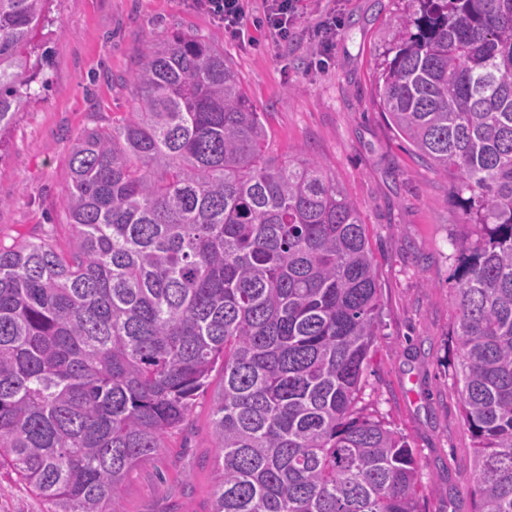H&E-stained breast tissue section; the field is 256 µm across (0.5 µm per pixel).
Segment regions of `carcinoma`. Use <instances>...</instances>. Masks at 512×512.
Instances as JSON below:
<instances>
[{
    "mask_svg": "<svg viewBox=\"0 0 512 512\" xmlns=\"http://www.w3.org/2000/svg\"><path fill=\"white\" fill-rule=\"evenodd\" d=\"M52 0H0V143L37 96ZM377 82L460 204L454 336L471 512H512V0H409ZM136 105L73 143L68 250L0 245V470L48 512H115L211 404L210 512H418L408 440L356 403L377 336L365 224L280 158L224 51L151 42Z\"/></svg>",
    "mask_w": 512,
    "mask_h": 512,
    "instance_id": "obj_1",
    "label": "carcinoma"
}]
</instances>
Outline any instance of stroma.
<instances>
[{
  "mask_svg": "<svg viewBox=\"0 0 512 512\" xmlns=\"http://www.w3.org/2000/svg\"><path fill=\"white\" fill-rule=\"evenodd\" d=\"M341 20L324 69L312 65L318 0H300L286 43L248 11L241 45L185 0H54L45 90L0 143V243L51 237L67 247L63 192L76 137L120 122L134 106L128 82L141 49L175 34L223 48L251 103L264 112L273 152L322 161L366 226L380 288L378 336L357 408L406 435L420 467V512H470L472 443L453 376L455 242L462 228L448 182L390 127L374 92L408 0H330ZM211 394L185 430L130 473L118 512H208L213 489ZM0 512H47L0 473Z\"/></svg>",
  "mask_w": 512,
  "mask_h": 512,
  "instance_id": "stroma-1",
  "label": "stroma"
}]
</instances>
